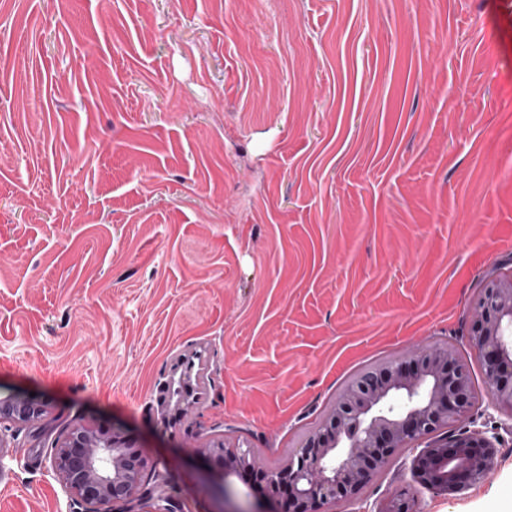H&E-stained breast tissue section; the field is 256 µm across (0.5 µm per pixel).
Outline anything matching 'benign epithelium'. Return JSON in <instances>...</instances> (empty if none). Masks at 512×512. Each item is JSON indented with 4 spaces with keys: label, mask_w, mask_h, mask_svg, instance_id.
Listing matches in <instances>:
<instances>
[{
    "label": "benign epithelium",
    "mask_w": 512,
    "mask_h": 512,
    "mask_svg": "<svg viewBox=\"0 0 512 512\" xmlns=\"http://www.w3.org/2000/svg\"><path fill=\"white\" fill-rule=\"evenodd\" d=\"M470 356L435 344L409 356L381 361L352 378L319 423L276 467H260L250 449L219 442L203 450L217 465L224 499L231 479L255 476L263 499L249 512H327L358 502L401 451L411 481L450 499L493 474L500 437L476 426V414L493 410L512 418V271L487 278L473 302ZM483 371L484 394L475 390L471 360ZM158 403L181 420L187 402L166 393ZM48 404L39 398L0 397V421L29 424ZM76 512H125L149 499L155 468L130 435L107 425L72 424L51 457ZM373 512H416L391 495Z\"/></svg>",
    "instance_id": "obj_1"
}]
</instances>
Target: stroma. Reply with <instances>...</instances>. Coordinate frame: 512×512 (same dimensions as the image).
<instances>
[{
  "label": "stroma",
  "mask_w": 512,
  "mask_h": 512,
  "mask_svg": "<svg viewBox=\"0 0 512 512\" xmlns=\"http://www.w3.org/2000/svg\"><path fill=\"white\" fill-rule=\"evenodd\" d=\"M512 271V0H0V512H72L52 451L124 428L178 512L217 440L277 466L351 377ZM198 354L200 401L161 384ZM498 466L420 512H512ZM402 460L362 501L410 488ZM192 364H193V366L191 368H189L188 370H184L181 373L179 372L180 367L175 366L172 370L169 381H165V383L163 384V386L161 388V394L159 396L158 403H159L160 407L165 410L169 420L172 419V420L180 421L181 418L183 417V415L187 411L188 403L181 398L174 397L172 394L166 395V389L168 387V384L171 381H176L175 377L179 372L180 374L178 376L177 381H181L182 383H186L191 386L197 385L198 381H199L200 373H199V369H197L196 371L194 370L195 364L194 363H192ZM48 404L39 398L10 394L0 397V421L29 424L42 418Z\"/></svg>",
  "instance_id": "1"
}]
</instances>
